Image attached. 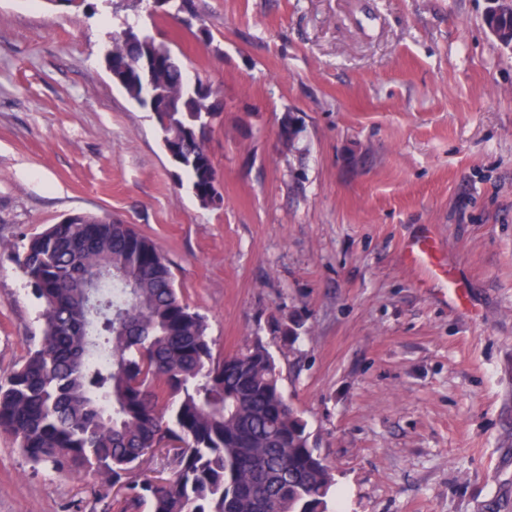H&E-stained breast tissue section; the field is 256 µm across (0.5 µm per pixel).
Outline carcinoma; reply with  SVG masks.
<instances>
[{"mask_svg": "<svg viewBox=\"0 0 512 512\" xmlns=\"http://www.w3.org/2000/svg\"><path fill=\"white\" fill-rule=\"evenodd\" d=\"M484 22L512 35L511 15ZM147 58L161 60L155 90L175 111L143 97ZM114 61V81L156 109L163 147L209 205L216 169L206 142L220 111L211 85L189 82L182 61L145 33H114L106 62ZM17 261L41 302L42 330L0 381V431L29 462L123 490L120 512H328L333 474L285 396L269 346L257 335L231 361L215 355L205 317L182 298L152 240L120 220L63 219L30 238ZM91 271L101 277L93 309ZM303 327L291 315L270 332L293 345ZM102 355L106 362L90 363ZM161 450L172 454L169 475L133 478Z\"/></svg>", "mask_w": 512, "mask_h": 512, "instance_id": "obj_1", "label": "carcinoma"}]
</instances>
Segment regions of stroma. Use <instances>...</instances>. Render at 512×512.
<instances>
[{
    "label": "stroma",
    "mask_w": 512,
    "mask_h": 512,
    "mask_svg": "<svg viewBox=\"0 0 512 512\" xmlns=\"http://www.w3.org/2000/svg\"><path fill=\"white\" fill-rule=\"evenodd\" d=\"M196 6L211 42L134 0H0V381L41 335L18 253L107 214L157 244L215 353L266 336L334 473L331 512H512V52L488 0ZM126 24L217 90L221 205L107 70ZM427 227L459 302L402 258ZM295 312L289 347L268 325ZM117 500L0 432V512Z\"/></svg>",
    "instance_id": "1"
}]
</instances>
